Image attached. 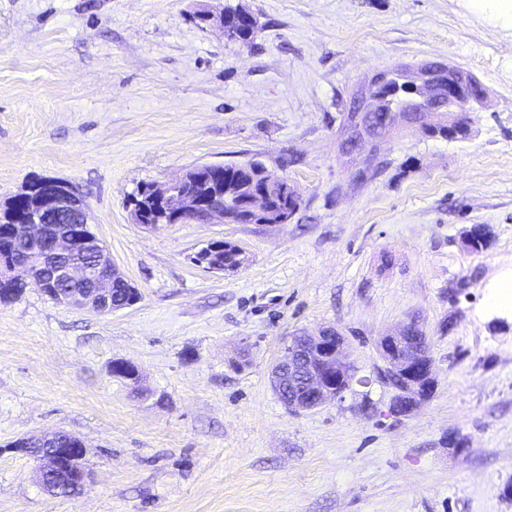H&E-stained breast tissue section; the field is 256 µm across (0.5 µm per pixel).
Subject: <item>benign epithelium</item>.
I'll return each mask as SVG.
<instances>
[{
  "mask_svg": "<svg viewBox=\"0 0 512 512\" xmlns=\"http://www.w3.org/2000/svg\"><path fill=\"white\" fill-rule=\"evenodd\" d=\"M416 83L424 86L423 94L415 96L408 111L425 114L429 128L434 127L433 115L447 113L450 141L457 138L452 105L464 102L477 110L487 101L486 89L476 77L460 74L451 66L440 72L419 74ZM210 170L211 166L201 165L167 186H150L164 223L232 222L231 213L237 208L224 189L206 196L194 189L204 179V172ZM22 194L31 198V207L28 215L11 225V239L21 256L10 262L5 281L22 286L32 283L46 296H57L65 306L101 314L136 303L134 297L126 303L113 302V282L124 277L97 236L86 232L87 207L72 185L40 178L28 184ZM420 338L422 334L409 324L381 342L383 371L405 381V388L397 391L392 402V410L398 414L413 407V393L431 387L432 360L418 347ZM272 377L276 393L286 398V408L291 412L311 410L342 397L353 378L344 338L334 328L293 337L273 366ZM28 451L41 461L39 481L48 492L54 491L48 483L51 478L79 492L83 490L87 474L82 440L57 433L38 444H29Z\"/></svg>",
  "mask_w": 512,
  "mask_h": 512,
  "instance_id": "7a95c632",
  "label": "benign epithelium"
}]
</instances>
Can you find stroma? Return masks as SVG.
Returning a JSON list of instances; mask_svg holds the SVG:
<instances>
[{
  "label": "stroma",
  "mask_w": 512,
  "mask_h": 512,
  "mask_svg": "<svg viewBox=\"0 0 512 512\" xmlns=\"http://www.w3.org/2000/svg\"><path fill=\"white\" fill-rule=\"evenodd\" d=\"M204 6L252 11L253 41L200 26ZM429 59L486 88L469 139L400 128L354 179L337 129L355 89ZM252 159L298 195L288 223H134L142 184ZM43 177L77 189L141 298L101 315L33 285L0 304V512H512V316L481 314L512 272L511 28L463 0H0V206ZM216 239L244 264H195ZM411 321L434 387L399 415L373 375ZM326 327L357 381L288 411L271 366ZM56 432L86 445L74 497L14 446Z\"/></svg>",
  "instance_id": "stroma-1"
}]
</instances>
